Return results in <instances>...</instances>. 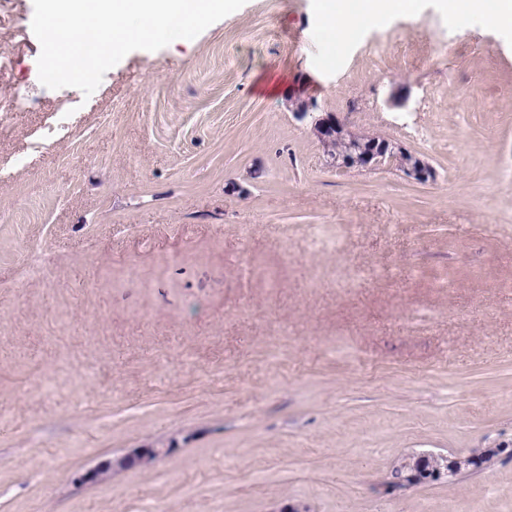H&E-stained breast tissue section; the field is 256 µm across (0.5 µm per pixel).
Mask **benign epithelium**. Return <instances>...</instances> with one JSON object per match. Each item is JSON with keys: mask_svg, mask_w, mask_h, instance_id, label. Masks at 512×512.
<instances>
[{"mask_svg": "<svg viewBox=\"0 0 512 512\" xmlns=\"http://www.w3.org/2000/svg\"><path fill=\"white\" fill-rule=\"evenodd\" d=\"M289 107L298 118H310L312 135L322 149L326 162L336 169H374L385 163H392L406 177L419 183H427L435 176L433 167L427 161L404 151L389 139L364 142L361 134L353 129L348 116L316 112L317 105L311 97L294 96L289 99ZM338 139L347 140L350 144L349 152L342 156L329 150V146ZM158 455L159 452L154 448H142L115 457L92 471L91 478L102 479L111 472L134 465H146ZM501 456L512 457V448L502 445L454 455L412 453L403 458L400 466L394 470V484L411 487L442 479L450 481L462 473L483 467L490 459L495 460Z\"/></svg>", "mask_w": 512, "mask_h": 512, "instance_id": "obj_1", "label": "benign epithelium"}]
</instances>
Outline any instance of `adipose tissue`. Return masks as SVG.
Instances as JSON below:
<instances>
[{"instance_id":"1","label":"adipose tissue","mask_w":512,"mask_h":512,"mask_svg":"<svg viewBox=\"0 0 512 512\" xmlns=\"http://www.w3.org/2000/svg\"><path fill=\"white\" fill-rule=\"evenodd\" d=\"M416 9L417 0H321L326 34L339 42L365 22ZM446 9L449 20L458 25L478 17L497 28L512 27V0H447Z\"/></svg>"}]
</instances>
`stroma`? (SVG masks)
<instances>
[{"mask_svg": "<svg viewBox=\"0 0 512 512\" xmlns=\"http://www.w3.org/2000/svg\"><path fill=\"white\" fill-rule=\"evenodd\" d=\"M440 4L336 46L247 0L86 97L0 0V512H512V458L388 485L512 445V29ZM297 94L434 181L329 166ZM501 456L512 457V448L502 445L498 448H486L482 451L445 455L426 452L412 453L399 461L394 470L393 484L398 486H417L447 479L448 482L458 475L483 467L486 461ZM158 455L159 452L155 448H142L130 454L112 458L92 471L91 478L102 479L111 472L124 470L134 465H146Z\"/></svg>", "mask_w": 512, "mask_h": 512, "instance_id": "obj_1", "label": "stroma"}]
</instances>
